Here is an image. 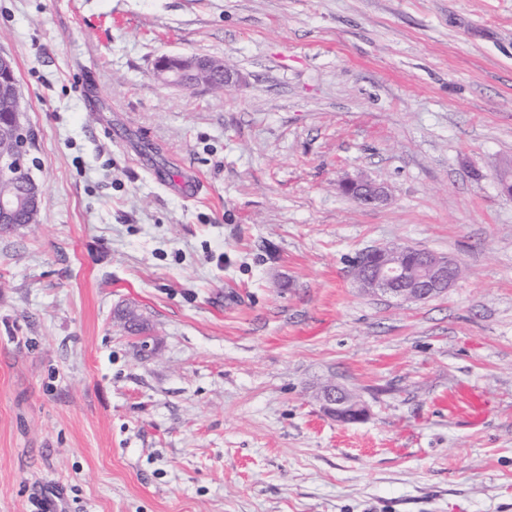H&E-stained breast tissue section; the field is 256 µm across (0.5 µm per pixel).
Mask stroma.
Segmentation results:
<instances>
[{"label":"stroma","mask_w":512,"mask_h":512,"mask_svg":"<svg viewBox=\"0 0 512 512\" xmlns=\"http://www.w3.org/2000/svg\"><path fill=\"white\" fill-rule=\"evenodd\" d=\"M0 49L42 189L0 230V512H512V0H0ZM393 244L464 275L367 295ZM184 61L180 68L171 67L173 62ZM156 71L160 77L171 85L182 88H196L199 86H212L215 80L220 79L214 87L220 88L232 82V70L220 60L210 57H161L156 63ZM340 188L364 206H377L387 199L385 186L371 181L348 179L341 183ZM317 397L322 403L324 411L338 422L355 423L363 420L366 416V407L335 384L324 385Z\"/></svg>","instance_id":"35a3bbf8"}]
</instances>
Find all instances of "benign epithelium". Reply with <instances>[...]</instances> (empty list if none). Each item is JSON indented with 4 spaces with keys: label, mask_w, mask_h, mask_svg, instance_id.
Returning a JSON list of instances; mask_svg holds the SVG:
<instances>
[{
    "label": "benign epithelium",
    "mask_w": 512,
    "mask_h": 512,
    "mask_svg": "<svg viewBox=\"0 0 512 512\" xmlns=\"http://www.w3.org/2000/svg\"><path fill=\"white\" fill-rule=\"evenodd\" d=\"M156 71L169 84L182 88L211 86L217 79L228 85L233 79L232 70L224 62L203 56H165L157 61ZM12 93L15 119L6 131L9 148L0 151V183L15 187L16 192L0 196V227L20 223L24 212L39 209L42 202L41 187L31 175L32 128L21 118L18 90L6 84L0 86V96ZM340 188L364 206H377L387 199L385 186L371 181L348 179ZM411 251V247L398 245L377 249L373 263L354 273L359 288L371 296L422 302L447 293L458 281L457 257L421 250L419 254L426 260L409 264L405 255ZM318 399L324 411L338 422L355 423L366 416V407L334 384L324 385Z\"/></svg>",
    "instance_id": "benign-epithelium-1"
}]
</instances>
